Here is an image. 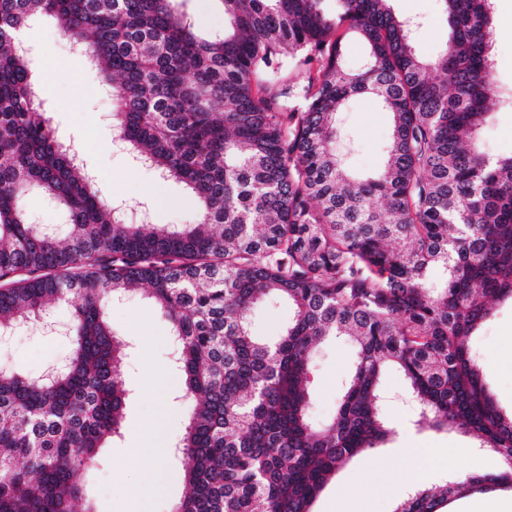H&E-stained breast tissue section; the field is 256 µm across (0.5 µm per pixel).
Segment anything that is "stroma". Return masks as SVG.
<instances>
[{
    "instance_id": "obj_1",
    "label": "stroma",
    "mask_w": 512,
    "mask_h": 512,
    "mask_svg": "<svg viewBox=\"0 0 512 512\" xmlns=\"http://www.w3.org/2000/svg\"><path fill=\"white\" fill-rule=\"evenodd\" d=\"M401 15L419 18L416 47L424 56L437 52L449 37L438 0H394ZM495 78L512 88V0H496L492 31ZM25 42L38 77L39 97L48 107L54 126L86 164L99 195L122 207L128 220L139 211L154 224H192L196 214L190 191L182 184L160 180L126 150L113 146L112 106L116 86L102 82L97 70L70 47L60 24L51 19L29 23ZM58 66L56 78L46 70ZM342 128L353 139L346 161L356 175L366 176L384 159V145L393 115L369 95L350 99L340 114ZM108 316L128 344L122 366L130 395L121 433L98 451L93 468L80 476L94 512H172L184 496V484L174 478V446L185 432L186 417L173 395L144 386L149 377L169 370L174 350L169 324L143 290L111 300ZM487 387L504 414L512 413V300L496 303L491 316L471 338ZM73 348L71 337L56 333L16 330L0 340V369L42 373L64 360ZM355 347L343 338L319 344L312 355L311 417L329 420L336 411L343 386L351 373ZM386 396L384 415L393 435L374 452L352 459L332 477L313 505L314 512H347L365 499L369 512H393L410 489L407 474L417 465V448L435 451L424 473L427 485L445 483L453 476L472 474L475 459L469 451L474 439L452 431L418 430L415 410L405 398L406 380L399 370L386 369L382 377Z\"/></svg>"
}]
</instances>
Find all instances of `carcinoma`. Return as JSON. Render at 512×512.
<instances>
[{"label":"carcinoma","instance_id":"carcinoma-1","mask_svg":"<svg viewBox=\"0 0 512 512\" xmlns=\"http://www.w3.org/2000/svg\"><path fill=\"white\" fill-rule=\"evenodd\" d=\"M205 35L179 0H0V332L77 299L73 351L52 375L0 371V512H92L79 471L120 434L127 343L107 314L134 286L170 324L188 424L174 512H313L347 461L379 447L380 380L399 369L421 430L459 429L503 470L412 490L394 512L512 479V414L486 392L469 339L512 299V155L480 146L498 96L494 0H441L451 37L416 52L393 0H221ZM56 20L102 81L113 130L195 224H134L102 200L58 139L19 34ZM367 58L343 65L342 41ZM304 74V81L297 74ZM368 94L392 112L387 160L359 177L336 151L338 113ZM65 210L30 221L29 194ZM293 310L278 337L250 329L263 298ZM357 350L336 414L310 419L311 351Z\"/></svg>","mask_w":512,"mask_h":512}]
</instances>
